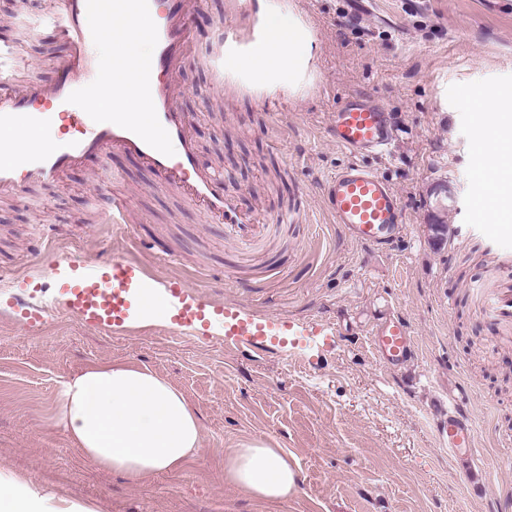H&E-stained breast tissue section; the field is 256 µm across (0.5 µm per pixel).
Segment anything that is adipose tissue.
<instances>
[{"label": "adipose tissue", "mask_w": 512, "mask_h": 512, "mask_svg": "<svg viewBox=\"0 0 512 512\" xmlns=\"http://www.w3.org/2000/svg\"><path fill=\"white\" fill-rule=\"evenodd\" d=\"M302 45L293 21L272 17L264 43L247 64L259 75L289 68ZM48 422L62 427L91 463L134 482L179 471L203 448L201 425L185 394L159 375L125 364L92 367L64 382ZM224 478L264 501L285 499L301 480L282 449L258 438L233 448ZM0 512L95 510L63 502L27 475L1 470Z\"/></svg>", "instance_id": "1"}]
</instances>
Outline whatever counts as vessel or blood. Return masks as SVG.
Segmentation results:
<instances>
[{
	"instance_id": "1",
	"label": "vessel or blood",
	"mask_w": 512,
	"mask_h": 512,
	"mask_svg": "<svg viewBox=\"0 0 512 512\" xmlns=\"http://www.w3.org/2000/svg\"><path fill=\"white\" fill-rule=\"evenodd\" d=\"M200 0H56L55 32L68 45L58 65L55 81L44 83H0V194H13L33 183L54 182L88 154L112 151L132 153L152 169L161 184L224 226L228 242L250 247L270 234L278 219H259L242 213L236 192L228 189L216 171L202 169L196 160V144L189 121L177 107L180 70L190 60L191 19ZM249 15L241 26L221 30L220 46L249 52L264 36V15L259 0H246ZM99 25H89L90 16ZM135 16L147 20L145 35L152 50L145 61L133 62L128 75L144 107L125 111L114 103L111 111H100L97 95L112 80L92 52L112 27ZM85 92V109L68 111L78 92ZM59 131L49 143L24 149L19 141L28 131L49 124ZM327 133L336 146L349 155H388L391 124L382 106L359 96L349 97L333 112ZM323 203L334 223L358 244L390 246L404 229L400 199L374 169L349 163L331 174L322 187ZM130 202L112 197V207L100 218L104 224L128 221ZM54 280L67 284L66 293L52 297L48 310L60 311L83 325L113 335L133 330L138 314L164 307L173 330L192 333L206 321H217L225 343L237 349L269 352L286 348L292 328L288 322L259 318L223 306H209L189 293L178 278H158L133 258L112 254L93 267L80 258H70L56 269ZM470 291L482 315L500 330L504 343L512 344V250H499L490 283L474 281ZM369 342L380 361L399 364L418 354L411 327L400 318L371 330ZM467 390L450 395L444 409L443 432L451 456L475 454L476 436L472 418L466 413Z\"/></svg>"
}]
</instances>
